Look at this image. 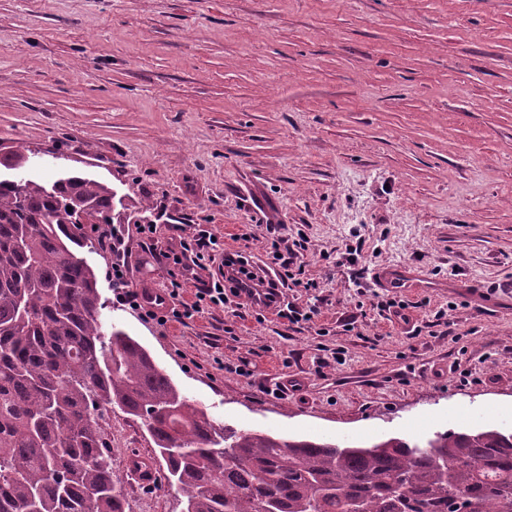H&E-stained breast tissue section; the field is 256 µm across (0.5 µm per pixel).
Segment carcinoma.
<instances>
[{
	"mask_svg": "<svg viewBox=\"0 0 512 512\" xmlns=\"http://www.w3.org/2000/svg\"><path fill=\"white\" fill-rule=\"evenodd\" d=\"M115 197L76 173L0 181V512H129L103 409L146 426L182 512H512V433L341 446L211 419L103 319L84 227L113 223Z\"/></svg>",
	"mask_w": 512,
	"mask_h": 512,
	"instance_id": "1",
	"label": "carcinoma"
}]
</instances>
